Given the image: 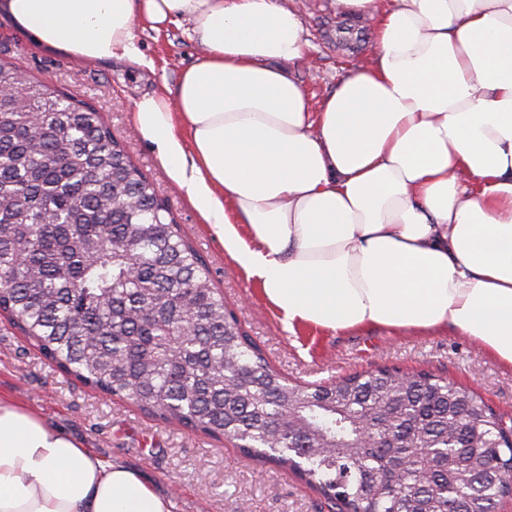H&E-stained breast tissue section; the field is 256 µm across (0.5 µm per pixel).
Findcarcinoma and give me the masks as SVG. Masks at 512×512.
Here are the masks:
<instances>
[{"mask_svg": "<svg viewBox=\"0 0 512 512\" xmlns=\"http://www.w3.org/2000/svg\"><path fill=\"white\" fill-rule=\"evenodd\" d=\"M0 312L61 372L169 425L229 436L338 512H495L512 422L481 396L395 367L290 382L242 330L208 267L100 113L0 61ZM382 415L391 443L361 448ZM390 456L403 490L383 485Z\"/></svg>", "mask_w": 512, "mask_h": 512, "instance_id": "1", "label": "carcinoma"}]
</instances>
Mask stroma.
<instances>
[{
    "instance_id": "obj_1",
    "label": "stroma",
    "mask_w": 512,
    "mask_h": 512,
    "mask_svg": "<svg viewBox=\"0 0 512 512\" xmlns=\"http://www.w3.org/2000/svg\"><path fill=\"white\" fill-rule=\"evenodd\" d=\"M281 2L299 12L308 41L305 55L285 69L305 87L311 105H318L352 68L368 61L375 34L367 32L354 49H337L334 25L345 12L336 0ZM134 33L143 64L123 58L86 63L39 49L1 19L0 59L31 77L53 82L100 112L207 262L225 304L288 379L327 383L382 364L403 371L426 370L478 392L512 418V366L454 329L288 331L254 280L230 257L223 238L184 197L155 146L135 124L136 102L174 88L179 72L200 56L199 44L184 22L157 32L139 21ZM0 398L36 412L105 460L142 473L156 492L173 502V512H328L324 500L291 472L243 457L225 439L164 425L131 401L109 398L59 373L1 317Z\"/></svg>"
}]
</instances>
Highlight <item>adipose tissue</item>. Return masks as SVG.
<instances>
[{
    "label": "adipose tissue",
    "mask_w": 512,
    "mask_h": 512,
    "mask_svg": "<svg viewBox=\"0 0 512 512\" xmlns=\"http://www.w3.org/2000/svg\"><path fill=\"white\" fill-rule=\"evenodd\" d=\"M371 61L311 109L277 0H0L41 49L141 62L134 25L185 21L204 55L135 123L289 329L451 327L512 365V0H342ZM0 399V512H171Z\"/></svg>",
    "instance_id": "obj_1"
}]
</instances>
